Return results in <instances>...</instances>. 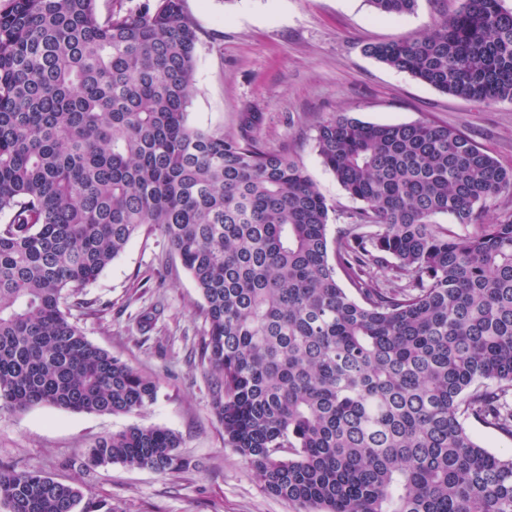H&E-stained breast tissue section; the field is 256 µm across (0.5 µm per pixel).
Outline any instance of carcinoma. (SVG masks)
<instances>
[{
  "label": "carcinoma",
  "mask_w": 512,
  "mask_h": 512,
  "mask_svg": "<svg viewBox=\"0 0 512 512\" xmlns=\"http://www.w3.org/2000/svg\"><path fill=\"white\" fill-rule=\"evenodd\" d=\"M368 2L403 17L418 0ZM199 42L184 0H114L104 16L96 0H0V410L155 401L73 315L145 226L202 296L224 446L266 491L298 512H512V457L469 430L512 440V212L484 221L512 167L446 125L331 115L315 148L360 203L331 240L332 206L297 161L188 123ZM366 52L441 92L512 102L502 0H460ZM179 447L133 426L86 458L166 474L186 468ZM83 497L0 466L7 512H76ZM472 431L481 442V444L490 451L502 455H512V440H508L494 432L493 430L472 425Z\"/></svg>",
  "instance_id": "obj_1"
}]
</instances>
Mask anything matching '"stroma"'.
Masks as SVG:
<instances>
[{
    "label": "stroma",
    "mask_w": 512,
    "mask_h": 512,
    "mask_svg": "<svg viewBox=\"0 0 512 512\" xmlns=\"http://www.w3.org/2000/svg\"><path fill=\"white\" fill-rule=\"evenodd\" d=\"M202 31L189 121L287 150L332 207L330 236L356 206L315 148L317 123L345 112L373 124L435 121L454 127L512 167V102L455 97L365 53L367 44L426 31L457 0H418L402 18L367 0H185ZM82 296L93 312L78 318L85 336L157 386L140 412L75 413L36 406L0 411V464L34 469L82 486L112 512H296L269 494L256 471L224 445L200 345L208 325L202 298L159 234L140 231ZM131 426L179 435L190 466L161 474L119 464L86 467L98 438Z\"/></svg>",
    "instance_id": "stroma-1"
}]
</instances>
